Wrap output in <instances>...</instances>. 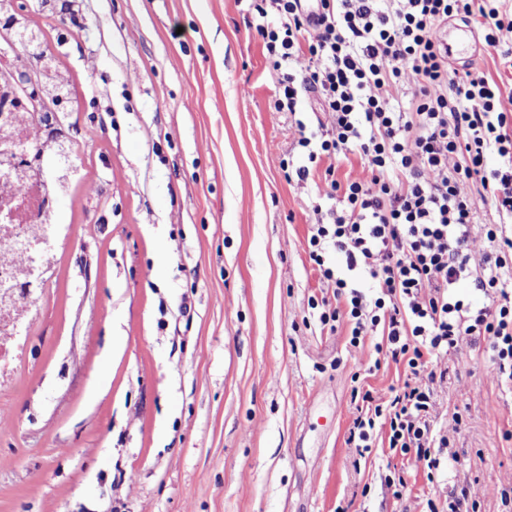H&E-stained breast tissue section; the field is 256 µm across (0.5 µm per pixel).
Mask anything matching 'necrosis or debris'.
Wrapping results in <instances>:
<instances>
[{
    "instance_id": "obj_1",
    "label": "necrosis or debris",
    "mask_w": 512,
    "mask_h": 512,
    "mask_svg": "<svg viewBox=\"0 0 512 512\" xmlns=\"http://www.w3.org/2000/svg\"><path fill=\"white\" fill-rule=\"evenodd\" d=\"M50 159L20 113L0 111V192L10 191L19 204L13 220L0 221V388L11 383L43 291L39 275L64 230L57 200L65 184Z\"/></svg>"
}]
</instances>
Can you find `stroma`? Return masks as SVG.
<instances>
[{"label":"stroma","mask_w":512,"mask_h":512,"mask_svg":"<svg viewBox=\"0 0 512 512\" xmlns=\"http://www.w3.org/2000/svg\"><path fill=\"white\" fill-rule=\"evenodd\" d=\"M61 3L12 0L68 79L76 173L0 391V512H425L461 484L478 512H512V391L469 343L441 362L438 482L347 445L352 376L382 389L404 370L368 373L372 347L309 319L323 173L298 183L281 161L325 116L309 92L274 111L251 0H76V26Z\"/></svg>","instance_id":"1"}]
</instances>
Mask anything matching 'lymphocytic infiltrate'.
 I'll use <instances>...</instances> for the list:
<instances>
[{
  "mask_svg": "<svg viewBox=\"0 0 512 512\" xmlns=\"http://www.w3.org/2000/svg\"><path fill=\"white\" fill-rule=\"evenodd\" d=\"M256 26L279 73L274 108L297 112L300 90L316 92L328 125L300 136L293 170L307 181L322 158L359 155L370 180L324 173L326 199L304 249L332 297H310L321 326L346 323L349 344L374 340L404 368L400 386H355L347 443L413 459L434 481L448 445L434 411L441 357L462 342L482 347L512 387V113L484 73L456 71L436 38L449 18L476 21L487 46L512 68V14L492 0H256ZM408 83L405 107L391 91ZM499 167H487L489 155ZM486 206L497 223L478 224ZM483 239L481 254L472 245ZM482 293L483 306L457 293Z\"/></svg>",
  "mask_w": 512,
  "mask_h": 512,
  "instance_id": "1",
  "label": "lymphocytic infiltrate"
}]
</instances>
